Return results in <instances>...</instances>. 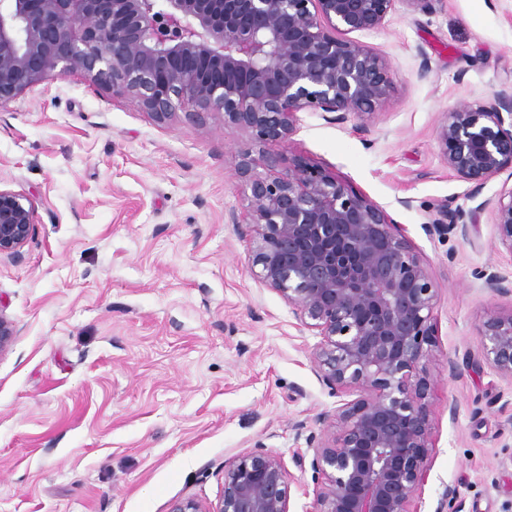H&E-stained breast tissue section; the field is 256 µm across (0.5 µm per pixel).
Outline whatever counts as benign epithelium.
<instances>
[{
  "instance_id": "1",
  "label": "benign epithelium",
  "mask_w": 512,
  "mask_h": 512,
  "mask_svg": "<svg viewBox=\"0 0 512 512\" xmlns=\"http://www.w3.org/2000/svg\"><path fill=\"white\" fill-rule=\"evenodd\" d=\"M396 0H0V106L26 89L80 74L166 122L184 112L223 117L248 148L237 170L249 191L252 267L300 325L338 397L321 438H308L315 512H420L433 453L428 365L437 300L432 275L391 215L322 165L300 156L282 171L252 147L289 143L298 114L369 124L390 97L386 61L354 32L381 28ZM436 140L448 168L477 197L512 170V88L444 113ZM263 171H258V168ZM491 209L512 253V189ZM444 203L425 230L467 232ZM35 207L0 188V261L32 238ZM17 335L0 315V355ZM483 358L512 380V312L482 324ZM301 479L264 446L224 461L216 505L192 498L169 512H289Z\"/></svg>"
}]
</instances>
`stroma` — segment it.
<instances>
[{
	"mask_svg": "<svg viewBox=\"0 0 512 512\" xmlns=\"http://www.w3.org/2000/svg\"><path fill=\"white\" fill-rule=\"evenodd\" d=\"M353 38L394 84L369 132L303 112L289 144L265 151L318 163L386 209L436 283L422 512L451 486L460 512H512V382L479 341L491 314L512 312V252L435 135L458 101L512 84V0H396ZM244 145L221 117L161 124L79 75L0 106V186L36 210L20 259L0 262V315L17 327L0 354V512L213 504L226 459L259 443L291 470L321 435L337 398L310 358L319 339L258 283L248 227L229 221L248 207ZM445 202L469 212L467 236L425 231ZM491 272L507 293L483 289Z\"/></svg>",
	"mask_w": 512,
	"mask_h": 512,
	"instance_id": "stroma-1",
	"label": "stroma"
}]
</instances>
